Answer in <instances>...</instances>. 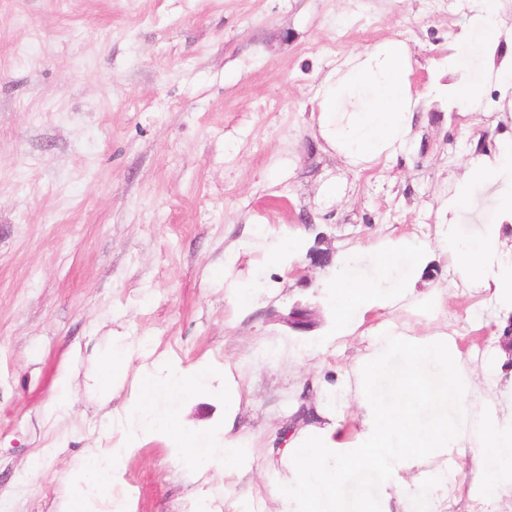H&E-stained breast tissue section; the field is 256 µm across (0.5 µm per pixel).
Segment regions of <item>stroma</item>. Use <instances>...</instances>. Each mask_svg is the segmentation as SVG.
<instances>
[{"mask_svg":"<svg viewBox=\"0 0 512 512\" xmlns=\"http://www.w3.org/2000/svg\"><path fill=\"white\" fill-rule=\"evenodd\" d=\"M475 0H0V493L34 455L38 488L14 512H59L66 471L111 447L102 426L135 384L101 403L96 357L113 337L241 370L240 424L263 443L300 385L265 365L297 303L327 321L308 253L381 234L429 242L453 178L512 137V86L486 81L480 42L460 43ZM396 38L421 103L396 158L349 165L319 130L313 98L351 53ZM484 83L475 112L449 110L437 77ZM304 232L287 267L273 252ZM259 285L233 311L224 259ZM461 343L475 363L500 343L488 298ZM73 373L70 420L43 414ZM136 512H193L221 474L175 465L151 441L127 461Z\"/></svg>","mask_w":512,"mask_h":512,"instance_id":"obj_1","label":"stroma"}]
</instances>
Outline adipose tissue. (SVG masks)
<instances>
[{
    "mask_svg": "<svg viewBox=\"0 0 512 512\" xmlns=\"http://www.w3.org/2000/svg\"><path fill=\"white\" fill-rule=\"evenodd\" d=\"M468 31L484 36L486 74L512 84V40H503L495 0H479ZM411 53L399 39L350 55L323 79L316 97L320 132L350 165L393 158L410 140L418 101L407 75ZM495 188L500 223L472 236L458 219L486 188ZM448 222L428 246L403 236L337 253L317 286L329 317L325 335L310 344L281 336L267 343L270 361L299 369L332 349L361 340L362 350L319 389L312 419L288 436L276 462L260 464L252 441L238 430L243 377L206 362L183 365L153 356L145 343L113 338L99 359L96 386L111 396L133 358L138 383L115 421L112 447L89 452L67 475L72 489L62 512H131L122 492L124 462L152 440L164 441L175 464L224 476V508L238 512L236 481L261 470L264 485L251 512H447L464 459L476 467L479 512H498L512 497V378L500 363L476 370L460 342L466 327L449 321V289L417 290L431 250L448 261L452 288L488 294L512 315V258L502 248V226L512 224V138L493 155L470 161L447 200ZM419 313L416 332L399 312ZM224 393V419L197 428L184 422L192 399Z\"/></svg>",
    "mask_w": 512,
    "mask_h": 512,
    "instance_id": "ef3b65f1",
    "label": "adipose tissue"
}]
</instances>
